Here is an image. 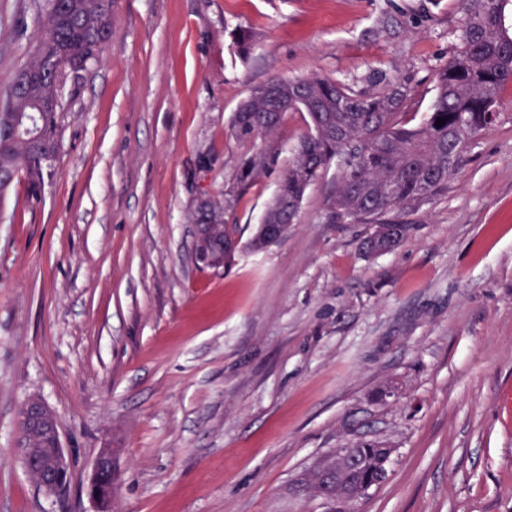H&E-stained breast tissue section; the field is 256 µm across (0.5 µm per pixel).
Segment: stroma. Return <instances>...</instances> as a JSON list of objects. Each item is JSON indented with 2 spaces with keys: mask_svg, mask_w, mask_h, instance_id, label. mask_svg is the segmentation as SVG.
<instances>
[{
  "mask_svg": "<svg viewBox=\"0 0 512 512\" xmlns=\"http://www.w3.org/2000/svg\"><path fill=\"white\" fill-rule=\"evenodd\" d=\"M37 12L0 0V90ZM462 23L457 0H114L99 61L62 90L39 201L20 181L0 203V512H100L84 484L102 448L112 512H327L305 483L357 441L393 454L356 512H512V91L394 250L364 255L373 225L329 222L331 166L284 238L194 262L196 187L236 171L254 86L397 83L419 120ZM279 176L237 205L241 240ZM383 385L396 396L375 401ZM31 399L70 462L58 499L15 456Z\"/></svg>",
  "mask_w": 512,
  "mask_h": 512,
  "instance_id": "obj_1",
  "label": "stroma"
}]
</instances>
